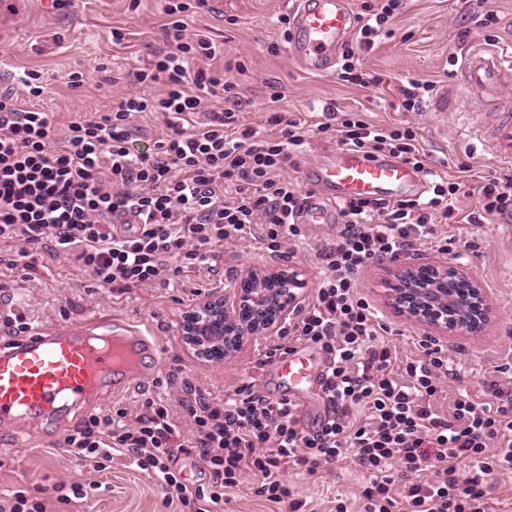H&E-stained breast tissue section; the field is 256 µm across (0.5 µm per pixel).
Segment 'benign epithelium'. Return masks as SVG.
<instances>
[{"label": "benign epithelium", "mask_w": 512, "mask_h": 512, "mask_svg": "<svg viewBox=\"0 0 512 512\" xmlns=\"http://www.w3.org/2000/svg\"><path fill=\"white\" fill-rule=\"evenodd\" d=\"M232 293L213 291L197 301L177 330L185 346L207 361L222 363L246 336L270 335L302 304L305 279L286 261L273 259L229 277ZM467 285L448 296V282ZM391 305L430 336L479 333L488 304L484 289L460 259L419 256L390 272Z\"/></svg>", "instance_id": "benign-epithelium-1"}]
</instances>
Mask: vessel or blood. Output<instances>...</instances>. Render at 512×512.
<instances>
[{
  "label": "vessel or blood",
  "instance_id": "vessel-or-blood-1",
  "mask_svg": "<svg viewBox=\"0 0 512 512\" xmlns=\"http://www.w3.org/2000/svg\"><path fill=\"white\" fill-rule=\"evenodd\" d=\"M354 27L351 0H293L288 53L303 70L328 73ZM460 74L484 107L501 112L490 142L495 156L512 165V103L503 94L512 86V48L470 43ZM308 175L316 193L298 218L302 224H335L343 201L418 197L426 185L410 165L336 144L318 154ZM162 365L157 336L120 315L97 313L53 328L30 326L23 339L0 344V439L25 445L27 422L46 424L49 437L62 439V425L75 409L100 407L144 386ZM274 365L293 403L322 385L328 368L303 344L278 354Z\"/></svg>",
  "mask_w": 512,
  "mask_h": 512
}]
</instances>
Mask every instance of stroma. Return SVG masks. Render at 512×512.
Returning a JSON list of instances; mask_svg holds the SVG:
<instances>
[{"instance_id":"obj_1","label":"stroma","mask_w":512,"mask_h":512,"mask_svg":"<svg viewBox=\"0 0 512 512\" xmlns=\"http://www.w3.org/2000/svg\"><path fill=\"white\" fill-rule=\"evenodd\" d=\"M167 0H74L71 7L54 9L52 0H9L0 7V88L12 87L23 106L52 113L56 141H63L68 126L92 112L111 111L130 85L123 77L133 69L148 66L152 53L163 47V26L167 21ZM292 0H208L193 9L187 19L189 31H202L217 44L211 62L214 71L238 84L243 96L242 123L268 131L271 108L290 118L315 124L325 103L338 110L360 113L375 126L408 123L416 127L422 146L431 154L448 157L449 178L463 181L456 207L460 223L442 225L445 235L470 243L466 261L477 276L490 302V321L482 335L442 338L454 361L457 378L439 399L448 407L454 392L473 397L483 394V383L495 366L512 364V222L494 218L475 226L467 216L477 204L476 186L482 176L504 171L482 131L496 115L484 109L476 96L448 71L449 55L464 48L457 39L462 27H469L458 0H406L395 22V34L367 52L360 53L363 68L380 73L385 81L376 88H361L339 81L335 75L302 71L286 50L283 17ZM126 33L123 43L112 41L113 29ZM82 72L84 84L68 85L69 72ZM39 73L43 92L27 95L19 78ZM432 82L437 99L429 100L422 112L398 108L399 88L407 81ZM280 93L271 104V93ZM469 166L460 172L459 163ZM303 238L282 246L281 258L302 270L312 298V283L320 268L315 253L330 243L335 225L306 224ZM261 228L251 239L231 240L218 246L221 272L211 275L192 270L181 280L118 291L101 287L74 260L47 257L25 281H18L6 261L14 245L0 244V302L18 304L27 322L47 327L75 320L88 313L111 312L143 321L156 331L165 349L164 370H180L204 395L221 400L244 383L254 381L274 396L285 395V387L271 366H259L267 349L280 344V334L248 340L231 361L214 364L190 354L183 346L177 323L204 294L226 275L270 261L272 255L261 241ZM388 264L367 268L361 276L359 294L366 298L385 323L396 328L386 341L395 345L402 358L420 359L423 330L387 303L383 277ZM180 385L153 387L148 393L118 396L108 410L126 409L125 424H134L145 397L163 398L171 420L184 439H192L194 424L180 403ZM27 446L5 447L0 451V499L15 488L27 489L38 497L43 512H180L178 502L169 500L155 477L140 471L124 456H113L110 466L99 468L76 461L64 448L50 445L44 425L23 426ZM284 479L311 502L314 512H336L344 501L348 512H363L360 496L366 476L352 456L319 468L315 475L289 469ZM76 482L88 493L86 499L64 505L57 501L55 484ZM257 480L244 482L225 492L211 512H277V506L255 493Z\"/></svg>"}]
</instances>
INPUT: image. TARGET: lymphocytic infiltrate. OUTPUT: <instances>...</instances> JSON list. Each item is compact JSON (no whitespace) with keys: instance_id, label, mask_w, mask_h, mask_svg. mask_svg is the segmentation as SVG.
<instances>
[{"instance_id":"f902f5d3","label":"lymphocytic infiltrate","mask_w":512,"mask_h":512,"mask_svg":"<svg viewBox=\"0 0 512 512\" xmlns=\"http://www.w3.org/2000/svg\"><path fill=\"white\" fill-rule=\"evenodd\" d=\"M403 3L363 0L357 45L341 51L338 80L363 88L383 83L382 74L362 69L355 51L389 36ZM205 5L169 0L168 48L151 67L133 71L138 92L123 96L111 112L71 123L63 145L53 141L51 113L21 106L12 89L0 92V242L22 240L7 262L19 279H28L45 253L74 258L103 286L168 284L189 268L216 271V246L249 239L254 226H261L273 252L299 236L295 217L306 196L284 171L304 146L306 127L276 112L268 123L278 133L265 138L240 122L235 83L202 66L215 58V43L187 33L186 12ZM159 81L165 94H141V87ZM217 94L223 108L203 112L205 98ZM141 112L160 114L167 128L145 153L133 148L132 120ZM197 113L203 120L195 127L190 117ZM315 129L337 134L339 145L401 159L430 185L423 199L340 203L336 237L319 253L314 299L282 330L328 357L327 420L303 430L286 398L252 382L218 401L186 383L181 402L195 425L194 440H184L167 407L148 397L127 428H113L108 414L90 416L67 435V451L80 462L128 456L160 480L183 512H207L206 503L221 502L225 489L249 473L262 478L257 494L287 504L288 512H304L307 502L288 488L284 472L315 474L349 449L369 478L364 512H488L494 482L512 475V366H499L484 382V400L462 394L450 412H440L436 401L456 376L447 348L422 339V359L406 362L404 379H397V351L384 342L392 329L355 293L361 272L374 263L413 258L427 244L455 250V238L438 227L456 221L462 184L449 179L447 160L424 152L413 126L378 128L329 111ZM477 192L470 223L512 218L511 171L489 175ZM129 213L140 229L114 235L113 219ZM192 453L210 471L209 487L191 490L183 482L177 461ZM399 478L404 489L397 495Z\"/></svg>"}]
</instances>
